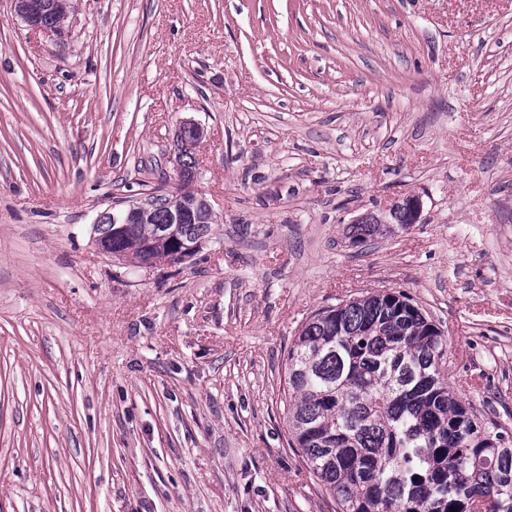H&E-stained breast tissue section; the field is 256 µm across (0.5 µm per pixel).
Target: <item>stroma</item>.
<instances>
[{
  "label": "stroma",
  "mask_w": 512,
  "mask_h": 512,
  "mask_svg": "<svg viewBox=\"0 0 512 512\" xmlns=\"http://www.w3.org/2000/svg\"><path fill=\"white\" fill-rule=\"evenodd\" d=\"M73 2L59 37L0 0V512H334L288 351L383 290L512 428V0ZM183 120L209 236L112 260L95 216L175 180ZM385 216L391 214L405 218L408 224H401V226H410V224L419 223L421 214V202L417 197L407 196L395 200L390 206L385 209Z\"/></svg>",
  "instance_id": "1"
}]
</instances>
